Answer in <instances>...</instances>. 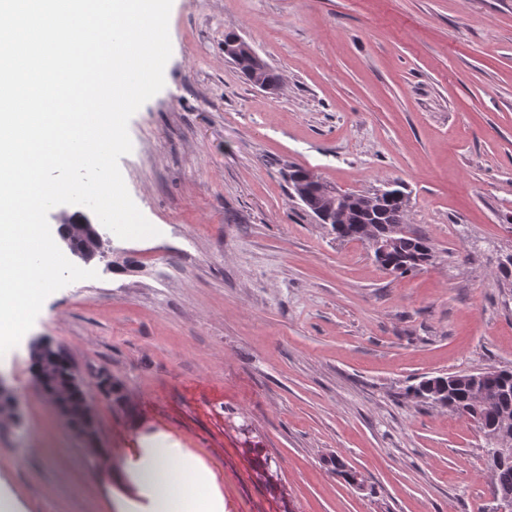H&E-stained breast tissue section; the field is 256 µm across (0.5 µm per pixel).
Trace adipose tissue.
Returning a JSON list of instances; mask_svg holds the SVG:
<instances>
[{"mask_svg":"<svg viewBox=\"0 0 512 512\" xmlns=\"http://www.w3.org/2000/svg\"><path fill=\"white\" fill-rule=\"evenodd\" d=\"M136 480L150 499V512H224L207 475L175 463L165 439H155L135 463Z\"/></svg>","mask_w":512,"mask_h":512,"instance_id":"ef3b65f1","label":"adipose tissue"}]
</instances>
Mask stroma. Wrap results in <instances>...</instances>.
Here are the masks:
<instances>
[{
	"instance_id": "obj_1",
	"label": "stroma",
	"mask_w": 512,
	"mask_h": 512,
	"mask_svg": "<svg viewBox=\"0 0 512 512\" xmlns=\"http://www.w3.org/2000/svg\"><path fill=\"white\" fill-rule=\"evenodd\" d=\"M230 33L277 89L225 57ZM169 34L119 161L160 234L113 239L116 267L90 261L0 357L20 410L0 485L21 512H149L133 467L160 436L224 512H491L477 427L406 388L512 366V0H173ZM292 166L402 181L433 263L386 274L292 197ZM34 339L83 377L91 434L41 391Z\"/></svg>"
}]
</instances>
